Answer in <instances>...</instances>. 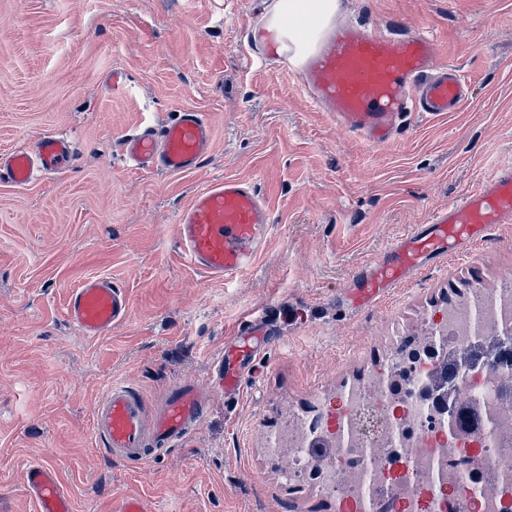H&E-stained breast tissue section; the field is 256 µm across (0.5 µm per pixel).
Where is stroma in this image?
<instances>
[{"mask_svg": "<svg viewBox=\"0 0 512 512\" xmlns=\"http://www.w3.org/2000/svg\"><path fill=\"white\" fill-rule=\"evenodd\" d=\"M276 0H0V154L45 135L75 158L24 186L0 181V512H35L25 464H53L73 512H110L141 494L160 512H338L266 452L288 421L322 413L345 387L386 368L393 343L421 335L455 293L512 272V223L359 310L339 301L353 272L404 231L512 165V0H342L340 19L434 37L468 84L460 111L408 114L374 151L308 101L278 64L255 63L246 33ZM123 74L125 96L107 78ZM187 109L213 128L195 173L127 167L124 135ZM221 177L253 180L275 228L256 267L231 284L181 256L174 216ZM104 275L131 316L87 340L69 291ZM272 336L232 399L214 392L193 435L136 467L94 432L113 379L149 409L183 380L205 382L246 316Z\"/></svg>", "mask_w": 512, "mask_h": 512, "instance_id": "stroma-1", "label": "stroma"}]
</instances>
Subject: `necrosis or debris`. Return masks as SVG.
I'll list each match as a JSON object with an SVG mask.
<instances>
[{
	"label": "necrosis or debris",
	"instance_id": "1",
	"mask_svg": "<svg viewBox=\"0 0 512 512\" xmlns=\"http://www.w3.org/2000/svg\"><path fill=\"white\" fill-rule=\"evenodd\" d=\"M483 339L512 342L511 275L429 324L410 371L392 360L326 413L285 428L271 452L288 449L289 475L336 497L340 512H512V397L500 372L482 359L457 371L444 414L421 393L443 358ZM323 438L334 446L319 462L313 445Z\"/></svg>",
	"mask_w": 512,
	"mask_h": 512
}]
</instances>
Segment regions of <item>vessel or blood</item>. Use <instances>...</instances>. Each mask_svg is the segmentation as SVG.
<instances>
[{
    "label": "vessel or blood",
    "instance_id": "vessel-or-blood-1",
    "mask_svg": "<svg viewBox=\"0 0 512 512\" xmlns=\"http://www.w3.org/2000/svg\"><path fill=\"white\" fill-rule=\"evenodd\" d=\"M260 59L280 60L298 71L311 105L371 147L390 144L409 112L436 118L458 111L465 84L442 56L436 40L418 28L369 31L350 22L331 24L315 45H306L304 25L269 19L251 27ZM213 150L205 115L193 110L162 126L146 125L125 135L118 153L129 165L166 174L198 170ZM72 145L46 135L33 148L0 154V180L23 186L34 172L53 174L70 165ZM512 222V167L498 169L477 189L439 208L428 226L401 234L378 262L355 273L344 293L355 306H373L387 290L443 256L467 252ZM176 240L184 258L209 279L231 283L251 270L273 228L272 212L254 182L224 178L199 189L175 216ZM66 315L86 339L111 334L131 315L124 288L103 275L85 278L68 295ZM257 356L250 333L225 343L214 369L220 387L240 389ZM211 394L207 383L183 381L163 407L148 413L139 391L126 380L110 384L95 414V433L108 455L139 466L162 449L186 439L200 421ZM22 486L35 512H72L70 497L49 463L22 469ZM113 512H158L153 500L126 495Z\"/></svg>",
    "mask_w": 512,
    "mask_h": 512
}]
</instances>
